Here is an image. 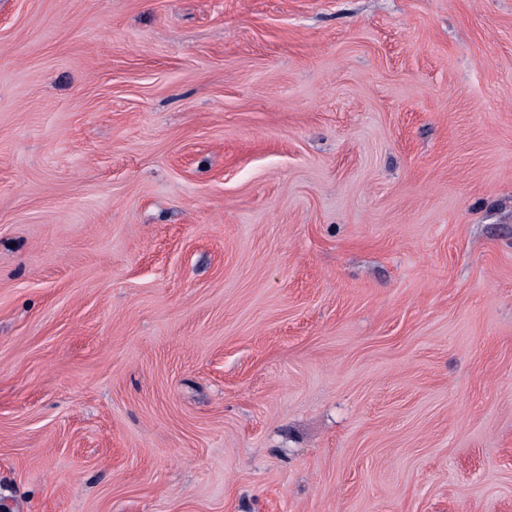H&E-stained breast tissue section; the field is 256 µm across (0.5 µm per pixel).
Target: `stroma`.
<instances>
[{
	"mask_svg": "<svg viewBox=\"0 0 512 512\" xmlns=\"http://www.w3.org/2000/svg\"><path fill=\"white\" fill-rule=\"evenodd\" d=\"M512 512V0H0V505Z\"/></svg>",
	"mask_w": 512,
	"mask_h": 512,
	"instance_id": "35a3bbf8",
	"label": "stroma"
}]
</instances>
